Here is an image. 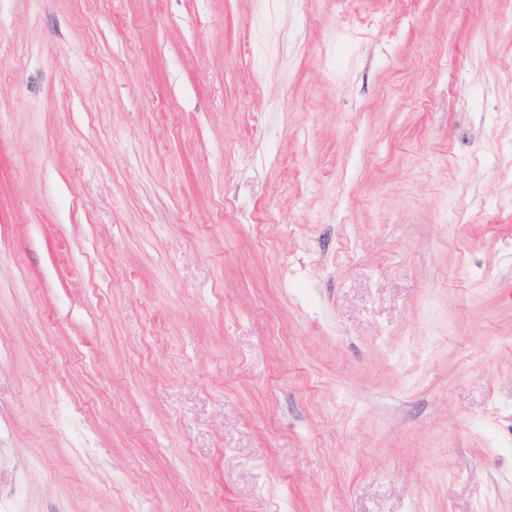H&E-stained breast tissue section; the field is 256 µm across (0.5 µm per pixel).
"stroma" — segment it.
<instances>
[{
  "label": "stroma",
  "mask_w": 512,
  "mask_h": 512,
  "mask_svg": "<svg viewBox=\"0 0 512 512\" xmlns=\"http://www.w3.org/2000/svg\"><path fill=\"white\" fill-rule=\"evenodd\" d=\"M13 512H512V0H0Z\"/></svg>",
  "instance_id": "1"
}]
</instances>
